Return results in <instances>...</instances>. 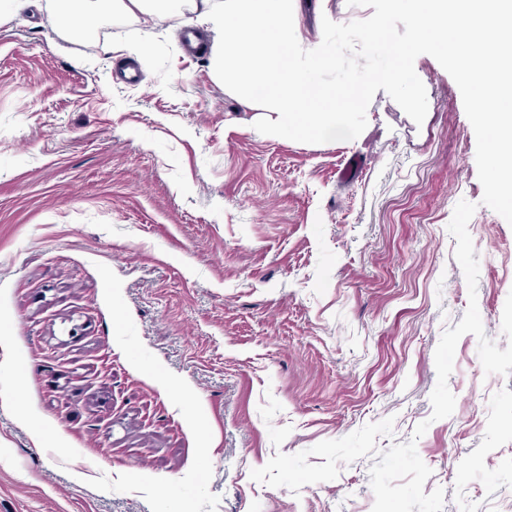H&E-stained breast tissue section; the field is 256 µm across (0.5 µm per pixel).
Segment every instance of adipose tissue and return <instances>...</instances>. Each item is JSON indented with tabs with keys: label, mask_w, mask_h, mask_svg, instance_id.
<instances>
[{
	"label": "adipose tissue",
	"mask_w": 512,
	"mask_h": 512,
	"mask_svg": "<svg viewBox=\"0 0 512 512\" xmlns=\"http://www.w3.org/2000/svg\"><path fill=\"white\" fill-rule=\"evenodd\" d=\"M48 25L69 37L96 30L104 17L122 15L157 25L169 18L205 25L211 33V73L225 91L255 111L268 135L313 138L350 123L378 91L415 96L401 70L370 75L363 88L322 90L309 72L335 66L304 30L295 0H44Z\"/></svg>",
	"instance_id": "adipose-tissue-1"
}]
</instances>
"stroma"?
Returning a JSON list of instances; mask_svg holds the SVG:
<instances>
[{
    "label": "stroma",
    "instance_id": "obj_1",
    "mask_svg": "<svg viewBox=\"0 0 512 512\" xmlns=\"http://www.w3.org/2000/svg\"><path fill=\"white\" fill-rule=\"evenodd\" d=\"M297 6L314 36L373 13ZM41 21L0 23V512H372L373 455L296 493L250 472L390 416L381 451L429 421L417 451L443 512H512V378L485 375L474 335L453 414L429 419L436 346L472 300L447 229L460 200L502 349L512 292V225L481 203L441 65L415 60L423 124L379 93L355 128L272 138L178 19L108 20L85 66V41Z\"/></svg>",
    "mask_w": 512,
    "mask_h": 512
}]
</instances>
